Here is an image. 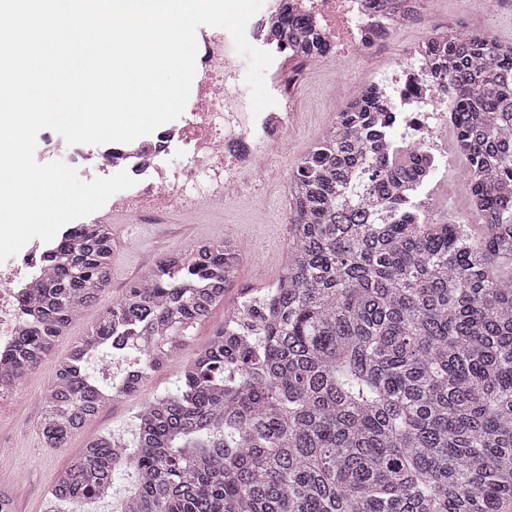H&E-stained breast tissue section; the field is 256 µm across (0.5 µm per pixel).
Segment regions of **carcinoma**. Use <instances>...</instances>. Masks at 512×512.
<instances>
[{
    "label": "carcinoma",
    "instance_id": "1",
    "mask_svg": "<svg viewBox=\"0 0 512 512\" xmlns=\"http://www.w3.org/2000/svg\"><path fill=\"white\" fill-rule=\"evenodd\" d=\"M277 43L329 49L284 8ZM420 51L453 84L471 207L438 224L411 209L431 174L370 84L336 115L288 181V259L272 310L236 336L221 324L175 389L136 415V487L124 512H507L512 508V45L440 32ZM11 369L23 377L110 285L113 243L83 224L57 248ZM239 250L204 243L159 259L59 361L40 434L62 448L112 400L104 365L140 356L152 374L234 285ZM110 435L58 475L52 502L112 489Z\"/></svg>",
    "mask_w": 512,
    "mask_h": 512
}]
</instances>
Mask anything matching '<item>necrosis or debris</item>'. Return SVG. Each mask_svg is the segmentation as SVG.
Segmentation results:
<instances>
[{
  "label": "necrosis or debris",
  "mask_w": 512,
  "mask_h": 512,
  "mask_svg": "<svg viewBox=\"0 0 512 512\" xmlns=\"http://www.w3.org/2000/svg\"><path fill=\"white\" fill-rule=\"evenodd\" d=\"M432 0H297L301 13L320 26L330 43L326 60L349 52L362 54L388 45L400 30L423 19ZM283 0H264L246 27L248 41L269 51L274 60L265 72L274 106L252 115L242 90L243 66L225 29L208 27L196 33L201 68L192 81L184 119L162 125L149 138L116 143L91 152L92 166L110 176L127 171L136 183L111 196L113 212L130 221L173 212H219L228 188L250 184L265 168L292 122L293 88L300 69L313 59L271 43L268 33ZM386 83L388 103L399 119L391 140L403 139L432 160L443 161L441 132L455 109L452 93L435 82L424 65L396 66ZM188 148L181 162L158 156L164 144ZM54 242L31 240L23 256L0 263V359L12 358L16 337L25 321L24 293Z\"/></svg>",
  "instance_id": "4bbe7bcc"
}]
</instances>
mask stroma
<instances>
[{
    "instance_id": "stroma-1",
    "label": "stroma",
    "mask_w": 512,
    "mask_h": 512,
    "mask_svg": "<svg viewBox=\"0 0 512 512\" xmlns=\"http://www.w3.org/2000/svg\"><path fill=\"white\" fill-rule=\"evenodd\" d=\"M471 29L491 30L496 40L512 44V0H434L425 22L398 32L390 50L377 52L366 60L350 54L333 62L312 64L294 93V126L278 146L270 170L262 172L251 186L230 191L223 212L192 216L177 213L160 224L113 220L116 250L109 288L96 306L59 337L52 358L28 374L16 397L0 403V469L16 474L12 487L15 512H119L121 500L135 484V472L130 468L113 480L112 493L104 499L54 505L48 491L68 460L94 437L109 434L125 445H133L137 412L149 398L170 390L184 368L197 358L214 329L223 323L225 303L234 302L244 288L272 283L281 276L287 247L288 178L336 118L339 107L328 97V88L340 85L345 98H352L361 86L378 80L406 59L409 46L430 32ZM449 165L450 173L434 185L437 213L481 224V216L468 213L465 208L466 163L457 149H450ZM227 238L244 241L248 255L224 303L213 307L186 344L152 375L144 388L104 408L66 447H45L39 432V400L53 380L57 359L66 356L75 340L97 322L102 308L118 301L126 288L159 258L174 250L190 252L201 241L220 242Z\"/></svg>"
}]
</instances>
